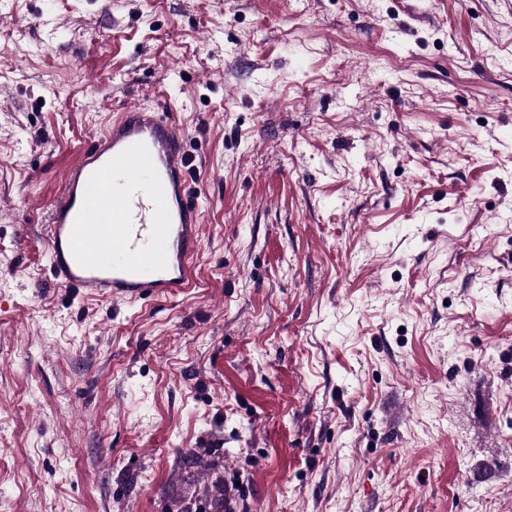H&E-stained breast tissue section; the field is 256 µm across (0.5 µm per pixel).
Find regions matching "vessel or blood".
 Returning <instances> with one entry per match:
<instances>
[{"mask_svg":"<svg viewBox=\"0 0 512 512\" xmlns=\"http://www.w3.org/2000/svg\"><path fill=\"white\" fill-rule=\"evenodd\" d=\"M201 212L169 108L129 106L93 136L51 205V270L104 299L169 297L189 286Z\"/></svg>","mask_w":512,"mask_h":512,"instance_id":"1","label":"vessel or blood"}]
</instances>
